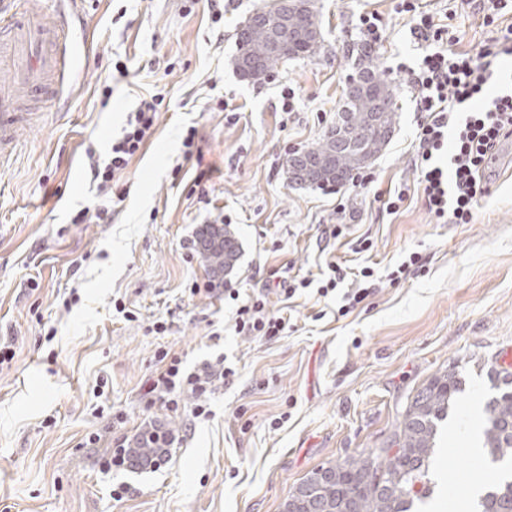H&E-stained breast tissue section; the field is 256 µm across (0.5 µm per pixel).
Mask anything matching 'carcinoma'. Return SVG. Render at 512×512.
<instances>
[{
  "label": "carcinoma",
  "mask_w": 512,
  "mask_h": 512,
  "mask_svg": "<svg viewBox=\"0 0 512 512\" xmlns=\"http://www.w3.org/2000/svg\"><path fill=\"white\" fill-rule=\"evenodd\" d=\"M287 46L274 51L272 33ZM237 53L232 65L250 63L248 81L259 83L283 59L314 56L323 41L322 18L312 0L280 22L277 0L254 10L236 32ZM375 50L357 48L355 66L359 87L346 86L341 115L344 119L314 145L286 160L288 180L324 189L345 186L368 168L392 138L398 120L397 96L392 82L377 68ZM322 169L318 180L304 177V162ZM198 253L214 278L235 265L239 242L224 226L208 224L200 233ZM487 376L495 393L484 406L483 448L498 477L489 482L473 504L475 512H512V371L490 364ZM462 381L456 368L433 375L410 401L403 421L390 443L370 448L342 463L329 462L311 471L288 495L283 512H417L433 492L429 477L441 424L456 407ZM165 442L156 432L144 433L129 449L132 466L147 468L163 459Z\"/></svg>",
  "instance_id": "1"
}]
</instances>
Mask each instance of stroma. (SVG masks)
Instances as JSON below:
<instances>
[{"label": "stroma", "instance_id": "1", "mask_svg": "<svg viewBox=\"0 0 512 512\" xmlns=\"http://www.w3.org/2000/svg\"><path fill=\"white\" fill-rule=\"evenodd\" d=\"M260 4L223 0L216 23L203 2L84 0L82 81L64 108L20 130L17 155L0 171V344L14 353L0 364V512H281L313 469L383 447L436 373L454 367L465 380L451 422L489 398L486 363L512 353V138L496 149L471 223H436L415 168L425 115L397 69L421 47L398 0H317L320 53L253 85L230 59L237 26ZM425 5L447 19L455 50L477 53L491 36L461 0ZM372 12L384 28L378 70L397 85L400 106L374 181L291 184L285 161L335 124L352 48L364 40L359 16ZM288 87L295 110L286 115ZM157 89L165 104L154 134L111 196H99L87 151L107 156L128 113ZM191 126L200 155L187 160ZM203 171L205 203L193 191ZM398 188L407 198L393 213L385 203ZM109 198L111 223H74ZM220 222L241 250L208 292L204 264L186 253L201 228ZM361 238L372 248L354 253ZM413 252L419 263L390 280ZM330 261L374 269L369 296L347 315L337 290L322 297L311 287L287 302L264 288L271 271L316 279ZM228 288L244 299L267 292L275 310L291 304L292 330L272 340L237 335ZM158 320L165 332L154 331ZM162 351L189 368L221 354L235 368L216 380L209 415H197L189 394L175 412L161 400L144 405ZM148 429L171 441L152 468L104 471L101 451L84 445L92 432L132 443ZM431 471L438 512H455L452 495L471 476L491 475L446 432ZM117 483L130 489L119 501Z\"/></svg>", "mask_w": 512, "mask_h": 512}]
</instances>
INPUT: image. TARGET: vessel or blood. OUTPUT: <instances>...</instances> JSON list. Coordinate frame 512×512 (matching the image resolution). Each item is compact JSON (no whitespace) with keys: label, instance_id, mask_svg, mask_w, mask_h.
Wrapping results in <instances>:
<instances>
[{"label":"vessel or blood","instance_id":"obj_1","mask_svg":"<svg viewBox=\"0 0 512 512\" xmlns=\"http://www.w3.org/2000/svg\"><path fill=\"white\" fill-rule=\"evenodd\" d=\"M43 21V0H25L22 10L0 23V166L17 147L18 132L37 120L38 108L60 104L80 71L82 52L72 35L80 0H59Z\"/></svg>","mask_w":512,"mask_h":512}]
</instances>
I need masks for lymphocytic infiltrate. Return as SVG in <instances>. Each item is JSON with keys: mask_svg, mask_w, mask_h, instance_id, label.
Listing matches in <instances>:
<instances>
[{"mask_svg": "<svg viewBox=\"0 0 512 512\" xmlns=\"http://www.w3.org/2000/svg\"><path fill=\"white\" fill-rule=\"evenodd\" d=\"M398 10L410 15L411 33L423 48L416 66L400 67L414 91L417 110L426 115L420 125L416 165L422 196L436 220L467 224L496 148L512 137V87L502 88L490 98L485 95L496 60L512 54V25L502 28L500 36L488 40L473 56L449 49L447 25L439 23L422 0H400ZM164 100L160 93L141 99L128 113L122 135L113 141L107 158L91 160L90 180L99 192H111L115 176L127 168L152 135ZM446 146L451 149L447 172L434 162ZM229 297L238 303L234 318L237 334L272 339L285 333L289 317L270 309L265 296L243 301L234 290ZM158 363L156 375L143 392L146 404L164 398L174 409L177 395L188 392L197 397L201 415L207 412L205 398L212 381L235 374L221 356L189 370L180 357L164 351Z\"/></svg>", "mask_w": 512, "mask_h": 512, "instance_id": "lymphocytic-infiltrate-1", "label": "lymphocytic infiltrate"}]
</instances>
